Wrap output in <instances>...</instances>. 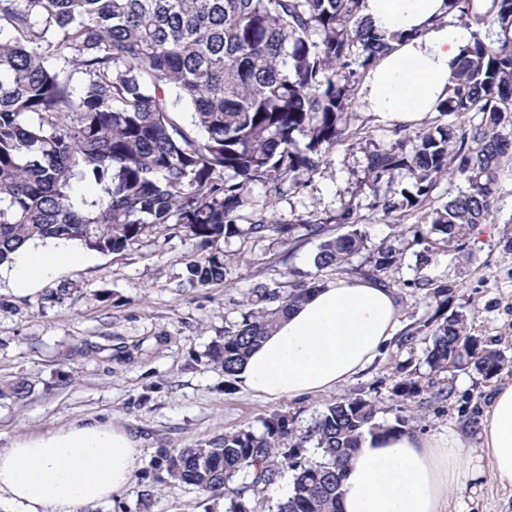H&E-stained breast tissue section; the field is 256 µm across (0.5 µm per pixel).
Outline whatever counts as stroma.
Returning <instances> with one entry per match:
<instances>
[{"label": "stroma", "instance_id": "obj_1", "mask_svg": "<svg viewBox=\"0 0 512 512\" xmlns=\"http://www.w3.org/2000/svg\"><path fill=\"white\" fill-rule=\"evenodd\" d=\"M352 110L367 137L329 150L294 192L274 198L266 187L254 186L247 212L294 224L330 217L354 203L366 250L353 257V265L388 245L402 249L401 261L384 276L399 307L397 332L366 371L332 393L294 401L244 393L211 362L209 347L234 330L244 313L262 308L257 284H274L291 270L312 277L319 238L302 236L292 245L274 234L257 242H216L215 250L244 254L247 261L231 264L226 282L199 288L182 281L186 262L199 254L195 240L176 226H157L124 252L94 253L92 263L66 269L24 298L0 278V301L8 305L0 312V388L19 377L31 387L25 398H0V448L80 419L117 421L144 440L139 468L120 498L81 512H226L227 499L171 482L164 458L241 429L261 432L263 419L274 412L288 422L289 444L310 462L320 458L307 438L319 413L330 402L358 395L375 399L378 421L391 424L404 415L415 433L457 431L465 448L480 447L478 424L491 391L496 383L512 382V372L488 381L472 368L430 371L425 352L431 338L419 327L436 313L439 300L418 282L429 278L449 286L448 310L470 312L475 335L512 360V247L506 244L512 238V161L502 168L491 222L475 228L463 249L427 253L407 233L419 224L417 213L406 212L396 227L383 223L371 206L366 155L396 140L394 126L360 105ZM59 288L64 296L50 300ZM410 377L422 391L405 403L393 389ZM292 481L286 470L270 485L250 488L238 477L232 486L248 512H276Z\"/></svg>", "mask_w": 512, "mask_h": 512}]
</instances>
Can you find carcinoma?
I'll return each mask as SVG.
<instances>
[{"mask_svg":"<svg viewBox=\"0 0 512 512\" xmlns=\"http://www.w3.org/2000/svg\"><path fill=\"white\" fill-rule=\"evenodd\" d=\"M364 0H0V265L31 239H62L120 254L152 224H177L204 254L186 266L197 287L226 280L222 239L290 243L295 231L325 234L324 222L249 221L252 187L282 195L303 184L327 151L364 134L351 124V92L389 48L361 14ZM472 0H448L472 28L439 119L367 156L374 209L389 224L417 211L430 228L413 230L429 249L431 235L455 246L487 223L499 198V172L512 158V0H492L503 37L486 41L484 16ZM481 114L479 123L467 115ZM407 172L414 192L393 188ZM462 183L434 206L437 181ZM97 186L93 195L78 184ZM352 230L322 240L317 270L340 271L365 249L357 206L333 218ZM385 247L359 268L374 280L401 260ZM320 285L285 280L273 308L251 311L210 348L211 361L231 376L288 308ZM433 372L474 368L487 379L508 367L503 354L476 336L469 317L452 312L423 322ZM362 396L325 406L309 438L320 460L305 463L284 447L288 428L277 413L263 432L239 430L182 448L165 459L174 483L208 494L234 495L228 512H247L229 488L271 484L294 471L292 492L277 512H340L342 470L367 435L408 431L399 417L376 421Z\"/></svg>","mask_w":512,"mask_h":512,"instance_id":"obj_1","label":"carcinoma"}]
</instances>
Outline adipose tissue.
Wrapping results in <instances>:
<instances>
[{
    "mask_svg": "<svg viewBox=\"0 0 512 512\" xmlns=\"http://www.w3.org/2000/svg\"><path fill=\"white\" fill-rule=\"evenodd\" d=\"M363 16L391 35L387 53L364 74L360 106L413 127L449 94L471 28L446 0H364ZM90 254L64 240H33L7 266L25 297ZM392 292L364 277L329 280L288 309L238 368L243 392L280 400L328 394L362 373L394 337ZM482 446L466 452L457 435L393 431L366 437L342 479L341 512H448L458 488L512 493V383L498 384L480 421ZM142 441L123 425L88 419L0 449V512H80L130 486Z\"/></svg>",
    "mask_w": 512,
    "mask_h": 512,
    "instance_id": "obj_1",
    "label": "adipose tissue"
}]
</instances>
